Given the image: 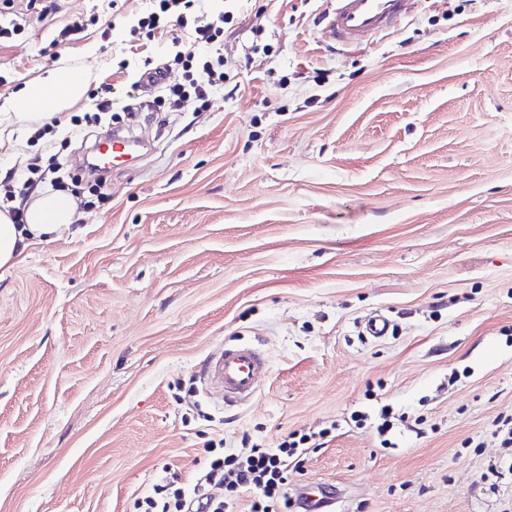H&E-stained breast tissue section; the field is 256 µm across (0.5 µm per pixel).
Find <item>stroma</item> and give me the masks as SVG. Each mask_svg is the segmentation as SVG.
I'll use <instances>...</instances> for the list:
<instances>
[{"label": "stroma", "instance_id": "35a3bbf8", "mask_svg": "<svg viewBox=\"0 0 512 512\" xmlns=\"http://www.w3.org/2000/svg\"><path fill=\"white\" fill-rule=\"evenodd\" d=\"M121 2L14 0L0 41L11 112L60 66L114 103L0 141L14 188L37 156L82 186L70 230L0 269V512H135L207 440L232 454L333 422L289 490L336 485V512H512V0H411L346 48L325 38L334 0H201L228 14L223 85L202 111L135 114L172 37L205 49L175 22L132 39L149 2ZM111 129L145 147L98 188L83 158ZM377 313L391 335H363ZM238 343L269 369L227 406L203 366Z\"/></svg>", "mask_w": 512, "mask_h": 512}]
</instances>
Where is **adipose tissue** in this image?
I'll use <instances>...</instances> for the list:
<instances>
[{
  "label": "adipose tissue",
  "instance_id": "obj_1",
  "mask_svg": "<svg viewBox=\"0 0 512 512\" xmlns=\"http://www.w3.org/2000/svg\"><path fill=\"white\" fill-rule=\"evenodd\" d=\"M87 77L81 71L60 68L47 79L31 83L25 91L27 111L14 115L20 125L46 123L70 104L83 98ZM74 200L60 193L35 196L26 207L24 223H14L8 210H0V268L12 266L27 240L43 239L69 229L76 214Z\"/></svg>",
  "mask_w": 512,
  "mask_h": 512
}]
</instances>
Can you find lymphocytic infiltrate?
Returning <instances> with one entry per match:
<instances>
[{"mask_svg": "<svg viewBox=\"0 0 512 512\" xmlns=\"http://www.w3.org/2000/svg\"><path fill=\"white\" fill-rule=\"evenodd\" d=\"M176 18L186 25L194 43L214 47L224 33L223 17L196 14L195 0H154V7L136 19L130 27L131 36L154 35L164 27L167 18ZM177 50L173 65L183 70L181 81L166 82L160 104L178 109L187 100L206 108L213 88L224 81L222 57H198L180 51V37H173ZM331 429L292 433L274 448L244 438V449L212 459L205 470L180 487L159 485L152 494L142 498V512H234L242 495H249V512H288V469L299 464L308 449L320 447L330 437ZM223 485L222 500L208 496V485Z\"/></svg>", "mask_w": 512, "mask_h": 512, "instance_id": "obj_1", "label": "lymphocytic infiltrate"}]
</instances>
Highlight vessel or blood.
I'll return each instance as SVG.
<instances>
[{
  "instance_id": "vessel-or-blood-1",
  "label": "vessel or blood",
  "mask_w": 512,
  "mask_h": 512,
  "mask_svg": "<svg viewBox=\"0 0 512 512\" xmlns=\"http://www.w3.org/2000/svg\"><path fill=\"white\" fill-rule=\"evenodd\" d=\"M408 0H337L328 26L329 37L344 45H354L366 35L390 27L404 12ZM141 142L119 133L104 137L94 164L112 169L119 159L134 155ZM268 368L261 352L251 345H228L208 359L204 378L213 393L230 406L252 399L257 380Z\"/></svg>"
}]
</instances>
